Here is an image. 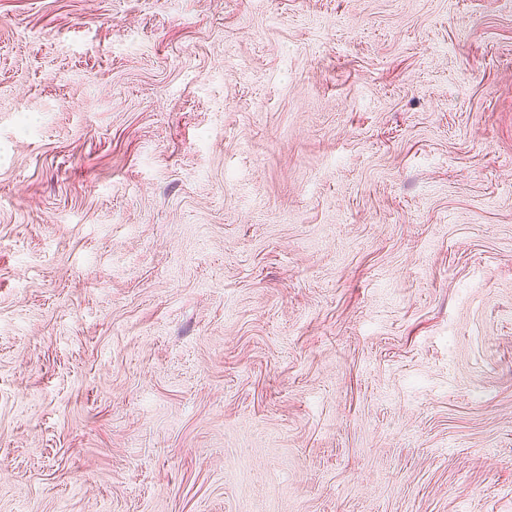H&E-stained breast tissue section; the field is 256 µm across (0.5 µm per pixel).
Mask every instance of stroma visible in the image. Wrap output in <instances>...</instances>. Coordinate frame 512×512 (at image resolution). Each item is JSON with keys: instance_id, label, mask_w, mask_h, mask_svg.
Listing matches in <instances>:
<instances>
[{"instance_id": "35a3bbf8", "label": "stroma", "mask_w": 512, "mask_h": 512, "mask_svg": "<svg viewBox=\"0 0 512 512\" xmlns=\"http://www.w3.org/2000/svg\"><path fill=\"white\" fill-rule=\"evenodd\" d=\"M0 512H512V0H0Z\"/></svg>"}]
</instances>
